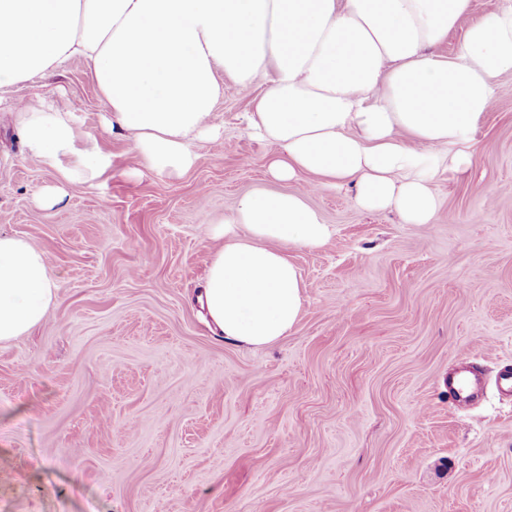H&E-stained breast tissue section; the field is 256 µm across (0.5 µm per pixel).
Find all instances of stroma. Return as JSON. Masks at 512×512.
<instances>
[{
	"label": "stroma",
	"instance_id": "1",
	"mask_svg": "<svg viewBox=\"0 0 512 512\" xmlns=\"http://www.w3.org/2000/svg\"><path fill=\"white\" fill-rule=\"evenodd\" d=\"M222 146L179 178L132 172L82 60L15 88L72 112L112 156L94 186L48 197L0 112V232L47 253L59 303L0 344V512H512V72L471 157L433 183V223L365 210L356 188L275 181L242 120L257 88L219 75ZM301 191L333 233L287 250L304 285L273 346L224 339L201 303L208 229L249 192ZM481 372L465 411L443 380Z\"/></svg>",
	"mask_w": 512,
	"mask_h": 512
}]
</instances>
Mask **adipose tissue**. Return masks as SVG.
Masks as SVG:
<instances>
[{
    "label": "adipose tissue",
    "instance_id": "obj_1",
    "mask_svg": "<svg viewBox=\"0 0 512 512\" xmlns=\"http://www.w3.org/2000/svg\"><path fill=\"white\" fill-rule=\"evenodd\" d=\"M471 0H0V93L81 58L140 164L181 176L198 157L189 136L220 139L211 117L218 73L262 85L248 115L274 145L271 175L354 184L366 209L395 208L431 223L441 169L470 155L474 130L512 71V0H489L462 50L441 57ZM27 156L66 187H90L112 168L78 140L71 113L15 105ZM205 302L225 339L278 342L299 320L302 281L284 249L318 248L330 227L303 193L242 197L213 230ZM58 284L45 252L0 234V343L49 316Z\"/></svg>",
    "mask_w": 512,
    "mask_h": 512
}]
</instances>
